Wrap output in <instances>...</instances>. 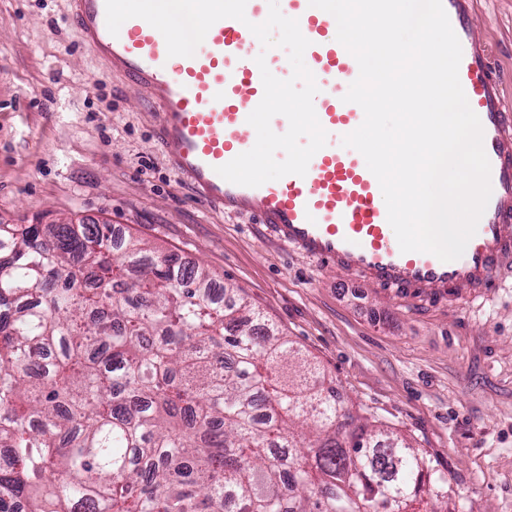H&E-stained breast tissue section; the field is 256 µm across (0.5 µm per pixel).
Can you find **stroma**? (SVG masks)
Instances as JSON below:
<instances>
[{
  "instance_id": "1",
  "label": "stroma",
  "mask_w": 512,
  "mask_h": 512,
  "mask_svg": "<svg viewBox=\"0 0 512 512\" xmlns=\"http://www.w3.org/2000/svg\"><path fill=\"white\" fill-rule=\"evenodd\" d=\"M512 113V0H475ZM155 101L83 44L68 0H0V224L109 223L235 289L355 414L436 454L453 512H512V263L490 297L402 300L204 207Z\"/></svg>"
}]
</instances>
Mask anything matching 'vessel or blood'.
<instances>
[{
  "label": "vessel or blood",
  "instance_id": "obj_1",
  "mask_svg": "<svg viewBox=\"0 0 512 512\" xmlns=\"http://www.w3.org/2000/svg\"><path fill=\"white\" fill-rule=\"evenodd\" d=\"M442 2L462 47L459 79L483 127L492 186L475 235L462 257L451 262L401 252L377 178L358 151L334 144L336 136L361 125L364 112L343 100L359 67L337 41L331 14L309 0H284V15L297 19L310 42L304 57L319 87L315 112L329 142L311 158L305 176L289 174L247 187L226 181L217 169L256 142L247 122L264 95L256 57L264 56L271 72L291 74L286 51L259 52L248 28L266 20L267 0H247L246 21L219 20L194 56L172 58L162 34L145 20L128 19L114 35L107 28L105 0H69L86 45L158 104L159 138L168 160L201 205L248 213L275 242L395 289L405 300L429 289L488 294L500 267L512 261V115L503 105L504 78L475 39L473 0Z\"/></svg>",
  "mask_w": 512,
  "mask_h": 512
}]
</instances>
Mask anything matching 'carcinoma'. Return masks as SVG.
Instances as JSON below:
<instances>
[{"label":"carcinoma","mask_w":512,"mask_h":512,"mask_svg":"<svg viewBox=\"0 0 512 512\" xmlns=\"http://www.w3.org/2000/svg\"><path fill=\"white\" fill-rule=\"evenodd\" d=\"M112 232L0 224V512H450L438 460L243 297Z\"/></svg>","instance_id":"cac0c4a2"}]
</instances>
